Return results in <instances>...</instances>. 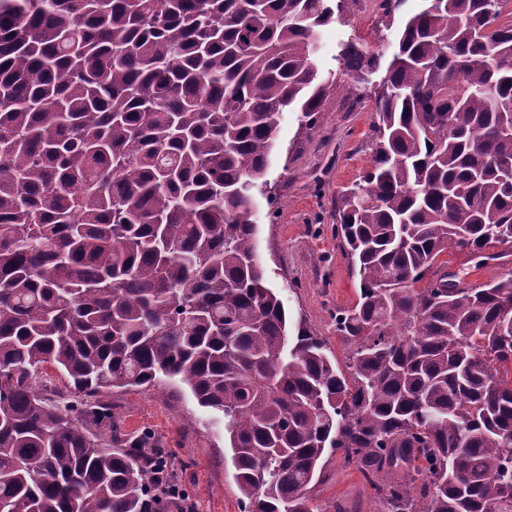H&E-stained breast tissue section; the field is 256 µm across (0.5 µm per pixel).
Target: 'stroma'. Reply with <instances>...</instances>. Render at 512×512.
<instances>
[{
    "label": "stroma",
    "mask_w": 512,
    "mask_h": 512,
    "mask_svg": "<svg viewBox=\"0 0 512 512\" xmlns=\"http://www.w3.org/2000/svg\"><path fill=\"white\" fill-rule=\"evenodd\" d=\"M422 6V0H405L388 18L359 6L322 28L316 54L321 74L337 70V45L347 40L377 53L380 69H387L397 32ZM371 90L341 77L311 129L302 127L297 112L283 113L265 175L270 195L279 198L278 214L268 220V195L262 194L256 195L253 211L269 287L277 289L289 318L306 321L341 364L349 349L333 316L353 306L358 285L334 233L336 198L370 167ZM110 401L112 428L102 436L112 447L148 438L171 463L192 512H243L224 420L200 407L186 385L116 389ZM311 495L315 503L341 512H374L371 491L357 468L334 455L326 456L323 479Z\"/></svg>",
    "instance_id": "35a3bbf8"
}]
</instances>
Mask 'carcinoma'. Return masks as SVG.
<instances>
[{
	"label": "carcinoma",
	"mask_w": 512,
	"mask_h": 512,
	"mask_svg": "<svg viewBox=\"0 0 512 512\" xmlns=\"http://www.w3.org/2000/svg\"><path fill=\"white\" fill-rule=\"evenodd\" d=\"M358 0H0V512H148L112 389L224 416L246 512L310 506L341 452L376 512H512V14L427 0L374 86L371 166L336 202L359 278L346 368L266 285L252 221L279 119L307 127L319 30ZM70 398L36 388L47 366ZM469 257L466 256L465 253H455L452 250H448V254L444 253L438 257V261L446 262L448 265V270L457 271L459 268H465V271L468 273L467 279L476 280L477 284L484 283L493 279L494 277L500 275L505 270L512 268V260L511 264H505L504 266H494L492 264L476 267V260L470 261Z\"/></svg>",
	"instance_id": "carcinoma-1"
}]
</instances>
